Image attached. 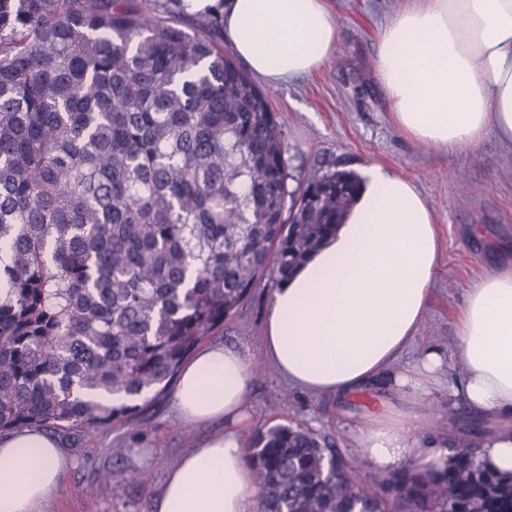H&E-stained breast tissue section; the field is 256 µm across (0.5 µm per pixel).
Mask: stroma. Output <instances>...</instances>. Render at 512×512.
Returning <instances> with one entry per match:
<instances>
[{"instance_id":"obj_1","label":"stroma","mask_w":512,"mask_h":512,"mask_svg":"<svg viewBox=\"0 0 512 512\" xmlns=\"http://www.w3.org/2000/svg\"><path fill=\"white\" fill-rule=\"evenodd\" d=\"M397 0H336L340 41L333 57L307 76L281 85L262 84L282 124L288 187L335 171L360 173L380 164L411 180L436 215L442 255L430 307L415 348L454 354L453 318L476 278L489 270L491 240L512 238V153L495 136L473 152L450 154L418 144L393 123L384 90L375 77L378 28ZM270 288H258L208 343L234 347L255 364L251 417L243 428L298 423L330 441L359 463L354 446L359 420L379 408L382 393L365 390L344 400L313 396L291 388L263 357L264 314ZM200 428L177 419L168 399L150 408L144 426L60 430L73 464L45 512H152L165 472L200 435ZM136 480H129L130 471ZM125 493L112 495L114 483Z\"/></svg>"}]
</instances>
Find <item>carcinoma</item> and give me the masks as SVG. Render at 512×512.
I'll use <instances>...</instances> for the list:
<instances>
[{"mask_svg":"<svg viewBox=\"0 0 512 512\" xmlns=\"http://www.w3.org/2000/svg\"><path fill=\"white\" fill-rule=\"evenodd\" d=\"M179 0H0V434L138 428L253 289L341 223L346 171L288 190L282 126ZM454 419L444 469L359 479L325 438L261 425L257 512H512Z\"/></svg>","mask_w":512,"mask_h":512,"instance_id":"1","label":"carcinoma"}]
</instances>
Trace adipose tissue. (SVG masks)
<instances>
[{"instance_id": "obj_1", "label": "adipose tissue", "mask_w": 512, "mask_h": 512, "mask_svg": "<svg viewBox=\"0 0 512 512\" xmlns=\"http://www.w3.org/2000/svg\"><path fill=\"white\" fill-rule=\"evenodd\" d=\"M189 15L221 9L224 37L255 75L278 85L317 71L340 31L333 0H182ZM377 79L395 126L414 142L470 152L487 134L512 151V0H404L383 24ZM507 246L479 276L454 318L453 376L437 348L411 347L430 307L441 239L417 186L372 165L335 232L274 288L263 347L288 385L345 399L376 386L388 407L356 435L375 477L405 462L441 469L448 436L412 437L439 392L488 419L481 464L512 473V260ZM254 373L241 351L210 345L183 365L171 408L202 428L164 478L153 512H256L257 487L243 459ZM224 427L211 430L213 421ZM70 457L57 436L24 428L0 438V512H43Z\"/></svg>"}]
</instances>
